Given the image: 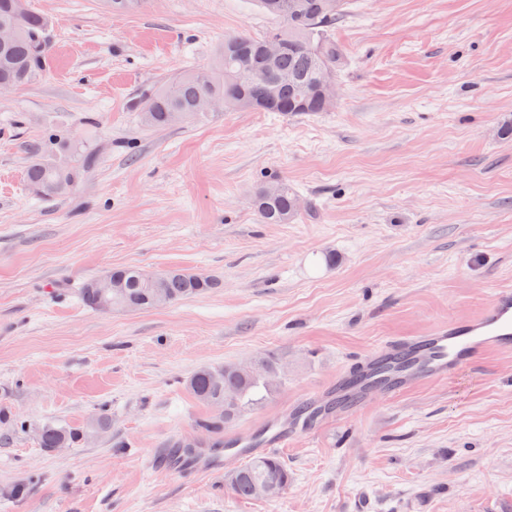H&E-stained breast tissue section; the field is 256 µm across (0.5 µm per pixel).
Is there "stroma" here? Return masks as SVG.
<instances>
[{
	"label": "stroma",
	"mask_w": 512,
	"mask_h": 512,
	"mask_svg": "<svg viewBox=\"0 0 512 512\" xmlns=\"http://www.w3.org/2000/svg\"><path fill=\"white\" fill-rule=\"evenodd\" d=\"M53 51L0 92V512H512V353L376 397L281 449L271 499L224 485L240 466L156 473L200 442V367L273 353L282 380L230 434L288 416L385 339L477 315L512 288V0H353L327 112L219 110L147 128L132 103L225 36L263 34L255 0H31ZM92 145L71 192L29 191L32 146ZM302 209L264 224L256 188ZM184 268L212 292L101 312L76 292L113 268ZM105 431L49 451L47 422ZM27 426L16 430L15 419Z\"/></svg>",
	"instance_id": "obj_1"
}]
</instances>
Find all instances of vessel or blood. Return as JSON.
I'll return each instance as SVG.
<instances>
[{"mask_svg":"<svg viewBox=\"0 0 512 512\" xmlns=\"http://www.w3.org/2000/svg\"><path fill=\"white\" fill-rule=\"evenodd\" d=\"M512 352V289H498L475 317L419 336L390 339L360 363L364 375L351 384L338 377L326 391L307 397L304 412L274 419L247 439L235 440L233 455L271 454L302 434L314 432L330 414L345 416L376 395L393 398L427 383L446 380L491 353Z\"/></svg>","mask_w":512,"mask_h":512,"instance_id":"1","label":"vessel or blood"}]
</instances>
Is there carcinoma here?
<instances>
[{"label":"carcinoma","mask_w":512,"mask_h":512,"mask_svg":"<svg viewBox=\"0 0 512 512\" xmlns=\"http://www.w3.org/2000/svg\"><path fill=\"white\" fill-rule=\"evenodd\" d=\"M261 9L277 21V25L259 37L238 33L224 38L214 65L179 73L144 90L134 102L142 123L162 127L208 116L196 109L203 96L224 100V109L241 110L240 101L249 98L260 102L262 112H322L319 92L323 71L336 70L341 51L330 38V31L346 17V10L329 13L324 0H258ZM144 0H107L114 14L140 9ZM12 19L18 28L17 38L0 46V83L14 88L31 85L44 75L50 56L51 43L47 19L29 9L17 13L15 0H0V21ZM278 38L285 47L271 61L264 43ZM251 77L242 85L240 73ZM71 150V147L64 146ZM73 151V150H71ZM75 168L59 171L53 159L38 157L26 171V184L40 190L38 196L50 199L68 194L93 162L91 149L73 151ZM277 192L267 194L268 186L258 188L255 209L264 224H286L299 212V196L288 184H276ZM111 274L122 279L123 293L112 301V307L127 311L151 308L156 290H163L173 303L210 293L219 287L218 280L182 268L158 271L159 280H148L143 269L136 266L118 267ZM280 363L273 356L255 359L251 371H243L233 363L222 367H201L186 381V389L204 403L212 415L199 423L202 430L219 435L230 424L259 406L279 383ZM83 431L60 426L54 422L43 425L39 433L40 447L60 448L80 440ZM289 483L286 463L276 455H260L240 466L236 478L229 482L232 491L242 497L257 498L258 488L274 489L272 496L281 494Z\"/></svg>","instance_id":"cac0c4a2"}]
</instances>
